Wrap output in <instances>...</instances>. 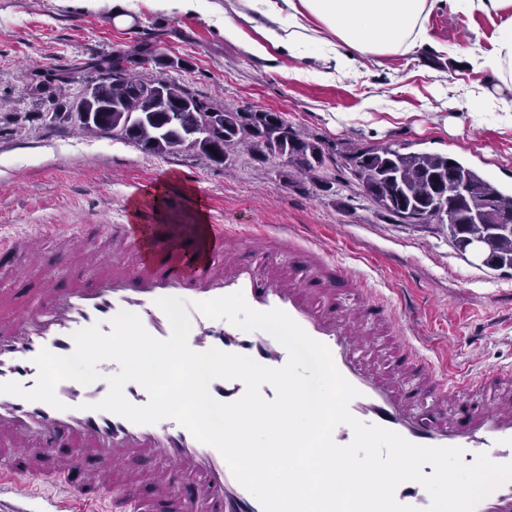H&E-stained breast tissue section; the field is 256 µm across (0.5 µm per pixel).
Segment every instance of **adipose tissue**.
Returning a JSON list of instances; mask_svg holds the SVG:
<instances>
[{"instance_id": "1", "label": "adipose tissue", "mask_w": 512, "mask_h": 512, "mask_svg": "<svg viewBox=\"0 0 512 512\" xmlns=\"http://www.w3.org/2000/svg\"><path fill=\"white\" fill-rule=\"evenodd\" d=\"M266 15L287 14V26L268 28L250 52L262 56L267 46L293 50L315 19L324 32L325 61L335 70L355 68L362 60L406 54L428 41V18L438 0H263ZM453 8L485 12L499 18L492 61L504 81L512 83V0H450Z\"/></svg>"}]
</instances>
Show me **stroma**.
Returning a JSON list of instances; mask_svg holds the SVG:
<instances>
[{
	"label": "stroma",
	"instance_id": "35a3bbf8",
	"mask_svg": "<svg viewBox=\"0 0 512 512\" xmlns=\"http://www.w3.org/2000/svg\"><path fill=\"white\" fill-rule=\"evenodd\" d=\"M211 2V10L198 13L130 0L131 20L118 25L107 5L0 0V99L8 100L9 111L27 115L19 130L0 121V241L32 239L19 262L31 287H45L44 275L59 258L76 270L84 257L67 238L39 240L40 225L122 223L134 197L170 177L192 190L214 223L308 225L314 243L354 270L364 288L420 311L411 333L422 354L472 373L493 368L512 374V270L495 271L461 255L447 230L396 223L343 170L327 172L330 186L324 189L237 148L216 164L191 150L157 156L66 124L47 126L50 104L37 86L46 72L74 67L93 80L88 65L94 58L147 44L184 65L163 70L147 63L138 69L143 79L164 76L230 108L282 113L336 149L407 143L415 151L442 153L507 190L512 116L488 102L501 84L489 62L498 18L459 13L444 0L429 16L430 43L325 79L314 39L301 41L293 56L272 46L261 57L247 50V43L262 41L268 23L260 0L241 5L232 36L220 30L224 0ZM474 54L482 64L471 62ZM467 99L471 111H458L457 101ZM19 494L37 512H57L69 497L64 487L35 474L0 499Z\"/></svg>",
	"mask_w": 512,
	"mask_h": 512
}]
</instances>
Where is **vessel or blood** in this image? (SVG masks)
Instances as JSON below:
<instances>
[{"label":"vessel or blood","instance_id":"obj_1","mask_svg":"<svg viewBox=\"0 0 512 512\" xmlns=\"http://www.w3.org/2000/svg\"><path fill=\"white\" fill-rule=\"evenodd\" d=\"M79 234L90 243L102 238L124 242L136 258L135 265L118 273L49 284L33 294L20 315L1 318L0 382L16 381L23 388H33L38 377L34 358L41 350L70 355L75 349L74 332L95 324L102 332H110L111 321L120 311L136 313L152 336L165 339L171 325L156 305L158 298L197 302L240 291L256 310L285 311L330 350L337 369L360 392L350 404L358 420L383 426L418 445L462 448L468 464L480 453L497 463L512 462V412L475 397L477 390L496 383L500 372L471 375L431 361L404 336L392 373L380 374L362 359L357 323L386 325L397 317L409 321L415 311L363 300L352 307L345 298L330 294L318 276L286 283L271 274V266L283 260L296 268L318 262L332 279L351 280L349 269L317 252L299 226L254 225L236 230L209 225L204 257L189 263L170 258L169 243L146 237L140 225L84 224ZM190 318L188 344L194 351L216 348L270 368L282 367L288 359L286 349L268 332H245L196 310ZM107 391L102 380L88 385L62 381L56 387L64 404L60 410L0 394V439L21 454L33 449L66 454V463L54 477L86 500H100L112 483L113 469L123 456L133 454L162 465L153 512H197L201 502L210 512H262L220 452L196 441L175 421L137 425L92 410V403ZM209 392L217 401L233 402L243 396L245 385L218 379L210 383ZM395 497L421 512L430 503L424 487L413 481L400 484ZM476 512H512V482L495 489Z\"/></svg>","mask_w":512,"mask_h":512}]
</instances>
